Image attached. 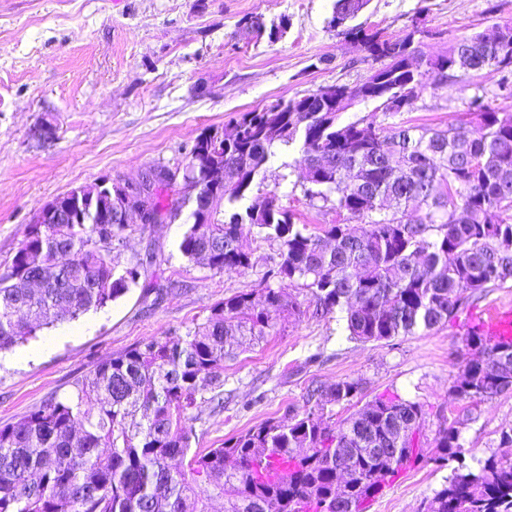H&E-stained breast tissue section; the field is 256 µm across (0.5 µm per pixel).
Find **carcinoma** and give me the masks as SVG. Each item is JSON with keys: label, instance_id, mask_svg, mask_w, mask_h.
Segmentation results:
<instances>
[{"label": "carcinoma", "instance_id": "cac0c4a2", "mask_svg": "<svg viewBox=\"0 0 512 512\" xmlns=\"http://www.w3.org/2000/svg\"><path fill=\"white\" fill-rule=\"evenodd\" d=\"M368 3L334 0L328 26L362 42L373 60L386 61L384 85L392 94L448 81L452 50L430 55L410 38L393 41L352 24ZM505 28L492 53L478 33L450 41L468 48L474 70L502 73L496 92L479 89L466 102L479 109L478 138L461 137L452 126H385L374 115L344 123L333 111L336 102L320 112L317 98L304 114L287 109L283 99L243 112L233 121L235 135L222 141L201 134L185 173L198 179L210 159L224 162L230 201L244 196L274 148L299 142L305 162L323 153L326 163L305 197L331 204L346 221L317 235L274 195L267 197L274 207L243 211L222 212V199L214 200L179 249L219 273L238 271L251 261L241 226L259 228L281 245L280 261L263 278L261 301L252 292L227 297L194 330L103 359L65 400L0 426V512H208L212 499L224 500L225 512H255L259 502L265 512H333L336 448L358 424L400 439L401 453L391 465L348 442L351 512H363L407 467L461 461L459 430L445 423L435 438L437 456L425 453L422 406L397 395L377 397L337 424L327 420L325 405L348 403L361 389L357 381L340 380L309 391L306 408L288 421H267L181 468L170 465L191 448L198 395L212 389L210 401L223 405L217 389L224 385L218 375L224 361L302 314L270 281L301 283L318 315L346 313L348 336L361 342L430 331L512 281V192L503 186V177H512V110L495 104L512 100V24ZM95 208L79 204L71 224L27 226L0 276V350L55 320L102 309L137 283L143 264L112 266V243L122 240L127 225L91 223ZM414 208L419 215L412 219ZM215 237L224 250L209 251ZM34 266L42 272L41 288L28 287ZM463 343L456 398L481 403L512 391V368L481 367L486 355L512 359V343L490 345L476 328ZM427 512H512V463L490 456L475 469L454 470Z\"/></svg>", "mask_w": 512, "mask_h": 512}]
</instances>
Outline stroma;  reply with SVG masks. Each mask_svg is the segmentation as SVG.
Returning a JSON list of instances; mask_svg holds the SVG:
<instances>
[{"mask_svg":"<svg viewBox=\"0 0 512 512\" xmlns=\"http://www.w3.org/2000/svg\"><path fill=\"white\" fill-rule=\"evenodd\" d=\"M333 0H0V275L8 272L33 214L46 202L101 178L135 181L150 168L185 170L195 140L223 131L238 113L317 89L350 88L374 64L361 43L330 28ZM426 8L423 50L445 51L453 37L512 22V0H370L360 23L393 39L408 37ZM287 19L276 41L238 26ZM486 68L448 85L422 84L414 109L398 121L427 128L462 122L475 87L494 91ZM56 134L38 136L43 120ZM463 123V122H462ZM298 148L276 150L265 179L234 206L276 195L309 232L335 223V211L310 205L302 190ZM183 186L168 197L156 224H129L112 251L113 265L144 262L136 285L107 307L62 319L0 351V426L17 422L50 399H63L96 362L138 343L185 335L211 308L260 288L279 260L280 244L244 225L249 267L225 274L188 261L179 244L192 222ZM303 313L224 364L223 407L203 402L191 449L203 453L239 433L303 409L311 387L357 380L351 404H329L340 421L377 396L396 394L422 405L427 440L440 424L456 426L468 467L495 455L512 431V392L471 405L450 388L463 337L474 314L512 302V283L490 290L448 324L387 341L350 339L343 313L314 316L307 289L281 282ZM452 466L434 463L403 472L365 512H426Z\"/></svg>","mask_w":512,"mask_h":512,"instance_id":"1","label":"stroma"}]
</instances>
